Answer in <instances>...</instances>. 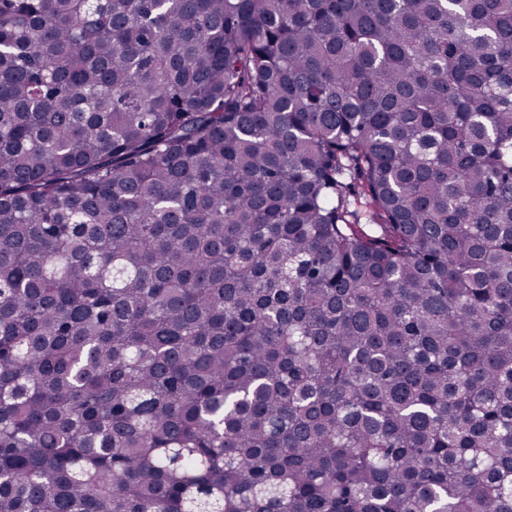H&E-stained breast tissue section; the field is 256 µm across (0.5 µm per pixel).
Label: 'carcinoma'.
I'll return each mask as SVG.
<instances>
[{"label":"carcinoma","instance_id":"1","mask_svg":"<svg viewBox=\"0 0 512 512\" xmlns=\"http://www.w3.org/2000/svg\"><path fill=\"white\" fill-rule=\"evenodd\" d=\"M0 512H512V0H0Z\"/></svg>","mask_w":512,"mask_h":512}]
</instances>
